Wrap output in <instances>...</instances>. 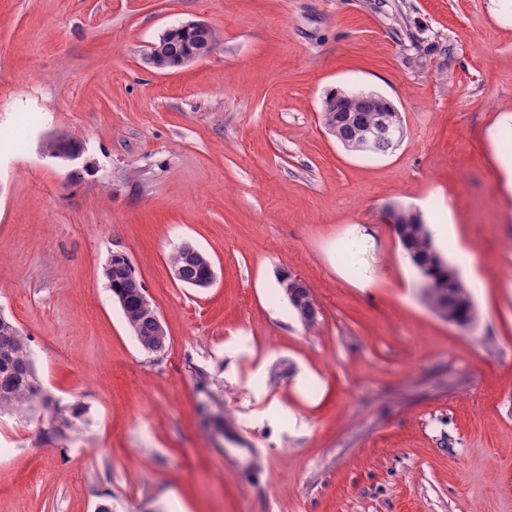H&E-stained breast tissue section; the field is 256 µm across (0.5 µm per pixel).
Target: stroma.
Wrapping results in <instances>:
<instances>
[{
    "label": "stroma",
    "instance_id": "obj_1",
    "mask_svg": "<svg viewBox=\"0 0 512 512\" xmlns=\"http://www.w3.org/2000/svg\"><path fill=\"white\" fill-rule=\"evenodd\" d=\"M186 21L220 46L155 68ZM336 90L393 104L394 153L327 132ZM508 131L512 0H0V313L85 409L64 439L0 415V512H512ZM58 134L77 159L44 153ZM392 207L453 224L472 328L424 303ZM186 241L210 287L175 279ZM115 252L162 353L112 296ZM207 24L198 21H191L183 23L174 28L167 29L158 39L157 42L150 46L149 60L157 68L164 69V48L167 41L171 38V34L175 30H182L194 33L196 36L202 33L206 28ZM125 288H129L120 293L119 298L122 303H126L129 297H134L140 309L155 322L159 333L165 335L166 327L153 301L149 298L147 291L136 280H133ZM135 303H128L122 309L125 320L134 332V335L140 347L148 353H161L166 350L169 344L168 336H160L156 330L154 322L141 312Z\"/></svg>",
    "mask_w": 512,
    "mask_h": 512
}]
</instances>
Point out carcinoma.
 <instances>
[{
	"mask_svg": "<svg viewBox=\"0 0 512 512\" xmlns=\"http://www.w3.org/2000/svg\"><path fill=\"white\" fill-rule=\"evenodd\" d=\"M325 109L323 124L330 126L334 137L343 144L352 141L359 131L375 121L374 113L351 93L327 95ZM43 150L49 155L75 154L80 146L72 140L59 141L50 137L43 142ZM391 219L408 256L436 261V267L428 271L434 285L424 294L425 304L431 309L447 306L457 316L469 317L474 309L471 293L462 281L452 278L453 268L436 249L428 226L407 211H394ZM170 263L190 276L199 274L202 268L195 252L182 248L171 254ZM130 273L131 267L123 260L107 265L106 275L112 286L125 285ZM123 314L143 350L148 353L166 350L169 338L158 334L154 322L135 303L125 305ZM29 342L30 339L11 320L0 315V413L38 411L46 415L54 432L65 438L74 429L75 420L82 415L80 405L63 407L44 388L32 360Z\"/></svg>",
	"mask_w": 512,
	"mask_h": 512,
	"instance_id": "1",
	"label": "carcinoma"
}]
</instances>
